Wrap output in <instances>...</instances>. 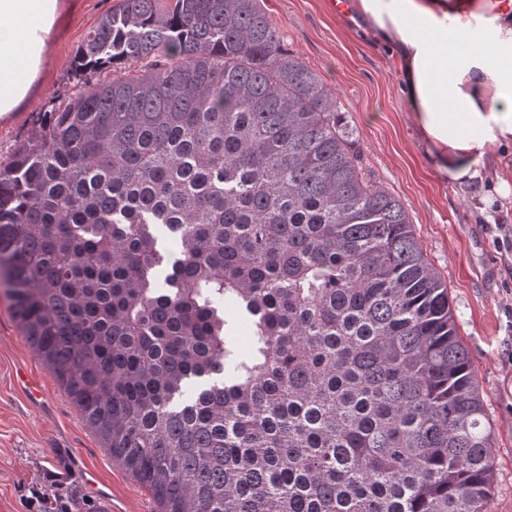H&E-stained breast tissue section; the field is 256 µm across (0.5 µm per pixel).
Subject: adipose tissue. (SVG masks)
<instances>
[{
    "instance_id": "1",
    "label": "adipose tissue",
    "mask_w": 512,
    "mask_h": 512,
    "mask_svg": "<svg viewBox=\"0 0 512 512\" xmlns=\"http://www.w3.org/2000/svg\"><path fill=\"white\" fill-rule=\"evenodd\" d=\"M387 48L430 169L512 210V0H351ZM62 0H0V116L29 105Z\"/></svg>"
}]
</instances>
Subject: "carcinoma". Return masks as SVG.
Instances as JSON below:
<instances>
[{
    "label": "carcinoma",
    "instance_id": "1",
    "mask_svg": "<svg viewBox=\"0 0 512 512\" xmlns=\"http://www.w3.org/2000/svg\"><path fill=\"white\" fill-rule=\"evenodd\" d=\"M103 67L0 165V283L157 512H488L448 287L260 0H120Z\"/></svg>",
    "mask_w": 512,
    "mask_h": 512
}]
</instances>
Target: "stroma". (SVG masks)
I'll list each match as a JSON object with an SVG mask.
<instances>
[{
	"label": "stroma",
	"instance_id": "35a3bbf8",
	"mask_svg": "<svg viewBox=\"0 0 512 512\" xmlns=\"http://www.w3.org/2000/svg\"><path fill=\"white\" fill-rule=\"evenodd\" d=\"M50 41L40 95L0 117V161L35 133L52 105L76 91L74 56L87 32L119 0H75ZM285 49L339 95L359 132L374 177L403 205L414 233L445 281L459 333L476 368L491 430L494 487L489 512H512V240L479 219L468 192L430 171L412 130L397 70L329 0H261ZM40 391L29 401L28 382ZM79 489L108 512H155L151 495L102 447L51 371L21 335L0 287V512H38L47 489Z\"/></svg>",
	"mask_w": 512,
	"mask_h": 512
}]
</instances>
